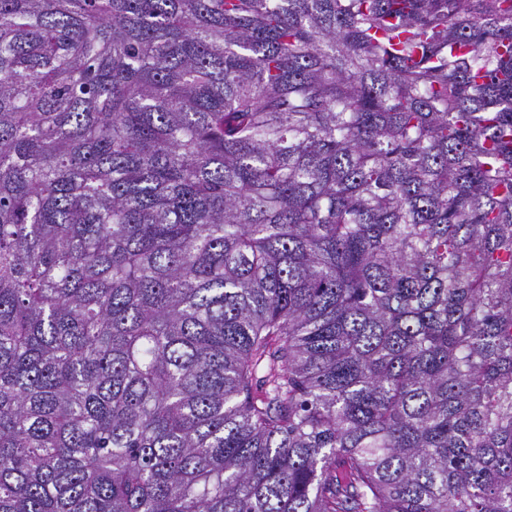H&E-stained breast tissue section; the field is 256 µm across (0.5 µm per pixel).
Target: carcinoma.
Listing matches in <instances>:
<instances>
[{"label":"carcinoma","instance_id":"1","mask_svg":"<svg viewBox=\"0 0 512 512\" xmlns=\"http://www.w3.org/2000/svg\"><path fill=\"white\" fill-rule=\"evenodd\" d=\"M0 512H512V0H0Z\"/></svg>","mask_w":512,"mask_h":512}]
</instances>
